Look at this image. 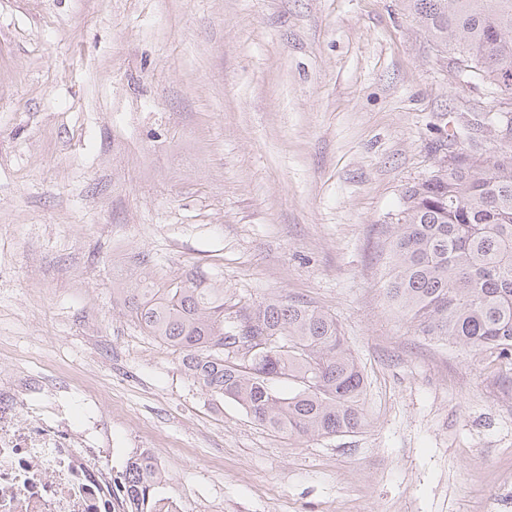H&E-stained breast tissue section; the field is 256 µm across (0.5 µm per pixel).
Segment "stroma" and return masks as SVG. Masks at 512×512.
<instances>
[{
	"mask_svg": "<svg viewBox=\"0 0 512 512\" xmlns=\"http://www.w3.org/2000/svg\"><path fill=\"white\" fill-rule=\"evenodd\" d=\"M403 0H0V369L106 395L180 512H512V366L418 333L386 225L450 149L512 146ZM334 315L367 424L293 439L203 392L112 296L129 269Z\"/></svg>",
	"mask_w": 512,
	"mask_h": 512,
	"instance_id": "35a3bbf8",
	"label": "stroma"
}]
</instances>
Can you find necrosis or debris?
Masks as SVG:
<instances>
[{
  "label": "necrosis or debris",
  "mask_w": 512,
  "mask_h": 512,
  "mask_svg": "<svg viewBox=\"0 0 512 512\" xmlns=\"http://www.w3.org/2000/svg\"><path fill=\"white\" fill-rule=\"evenodd\" d=\"M42 369L0 372V512H122L103 456L107 410L86 398L82 421L48 395Z\"/></svg>",
  "instance_id": "necrosis-or-debris-1"
}]
</instances>
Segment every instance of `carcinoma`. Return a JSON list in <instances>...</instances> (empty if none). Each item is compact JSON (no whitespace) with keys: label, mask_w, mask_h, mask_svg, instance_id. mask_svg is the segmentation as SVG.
<instances>
[{"label":"carcinoma","mask_w":512,"mask_h":512,"mask_svg":"<svg viewBox=\"0 0 512 512\" xmlns=\"http://www.w3.org/2000/svg\"><path fill=\"white\" fill-rule=\"evenodd\" d=\"M458 72L512 92V0H405ZM386 294L418 332L512 365V148L456 152L405 188L387 225ZM150 336L185 352L186 374L256 422L295 438L366 425L364 374L336 317L279 296L226 320L224 289L194 276L157 286L131 272L114 288ZM288 379V393L274 383ZM142 451L114 478L130 512H169Z\"/></svg>","instance_id":"cac0c4a2"}]
</instances>
